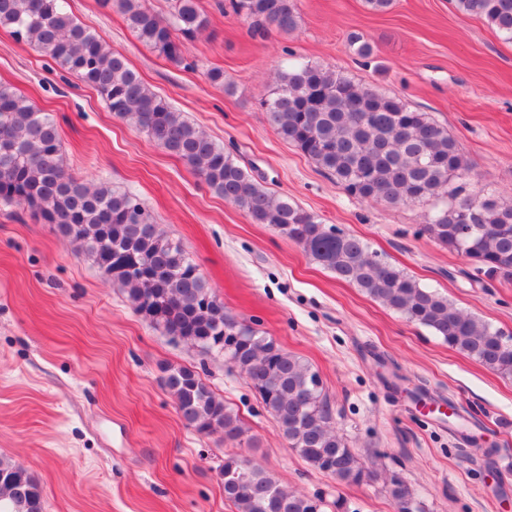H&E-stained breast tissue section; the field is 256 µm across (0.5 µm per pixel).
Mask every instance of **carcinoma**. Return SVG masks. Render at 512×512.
<instances>
[{
  "label": "carcinoma",
  "instance_id": "obj_1",
  "mask_svg": "<svg viewBox=\"0 0 512 512\" xmlns=\"http://www.w3.org/2000/svg\"><path fill=\"white\" fill-rule=\"evenodd\" d=\"M115 3L138 40L185 68L183 41L209 25L201 0H170L161 16L143 0ZM512 41V0H454ZM253 35L298 28L297 0H230ZM0 29L33 47L81 84L100 91L110 112L147 133L177 157L215 195L268 224L336 278L431 329L448 346L503 378H512V337L457 309L368 250L358 237L321 221L286 198L270 194L182 113L151 90L121 53L69 13L64 0H0ZM270 124L287 142L336 178L345 192L368 202L413 205L441 194L449 203L434 211L423 232L465 256L489 280L512 282V198L471 196L452 184L469 162L448 130L402 99L355 85L335 71L302 63L281 73L263 101ZM0 200L27 205L91 257L100 275L124 288L134 310L174 338L209 354H224L260 397L280 434L312 468L346 485L372 472L333 427V410L318 373L271 337L224 314L198 266L182 246L161 233L130 193L105 182L88 183L61 164V134L48 112L9 84L0 83ZM239 336L233 349L223 338ZM164 385L185 425L199 434L224 433L240 442L239 415L199 372L166 365ZM224 496L235 512H326L319 496L290 493L245 455L224 458ZM245 476V488L232 485ZM385 489L395 512H423L408 482L388 474ZM0 512H43L36 480L0 460Z\"/></svg>",
  "mask_w": 512,
  "mask_h": 512
}]
</instances>
